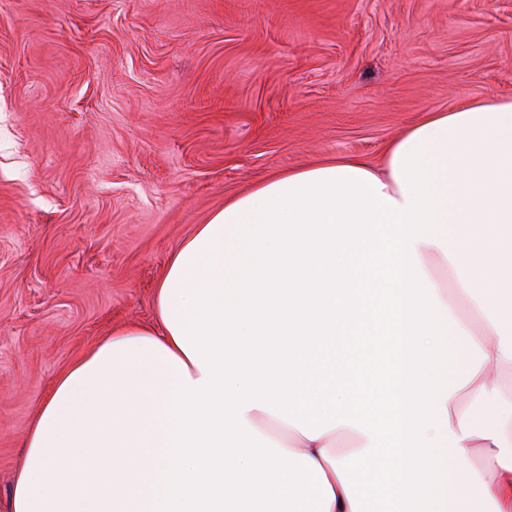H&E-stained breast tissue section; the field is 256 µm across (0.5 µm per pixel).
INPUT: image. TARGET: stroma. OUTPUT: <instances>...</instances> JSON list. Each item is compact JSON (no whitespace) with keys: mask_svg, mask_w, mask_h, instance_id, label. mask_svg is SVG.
<instances>
[{"mask_svg":"<svg viewBox=\"0 0 512 512\" xmlns=\"http://www.w3.org/2000/svg\"><path fill=\"white\" fill-rule=\"evenodd\" d=\"M512 96V0H0V512L59 373L233 196Z\"/></svg>","mask_w":512,"mask_h":512,"instance_id":"1","label":"stroma"}]
</instances>
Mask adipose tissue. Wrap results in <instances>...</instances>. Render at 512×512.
<instances>
[{
  "label": "adipose tissue",
  "instance_id": "ef3b65f1",
  "mask_svg": "<svg viewBox=\"0 0 512 512\" xmlns=\"http://www.w3.org/2000/svg\"><path fill=\"white\" fill-rule=\"evenodd\" d=\"M468 314H460L459 303ZM512 99L225 201L55 381L9 512H512Z\"/></svg>",
  "mask_w": 512,
  "mask_h": 512
}]
</instances>
